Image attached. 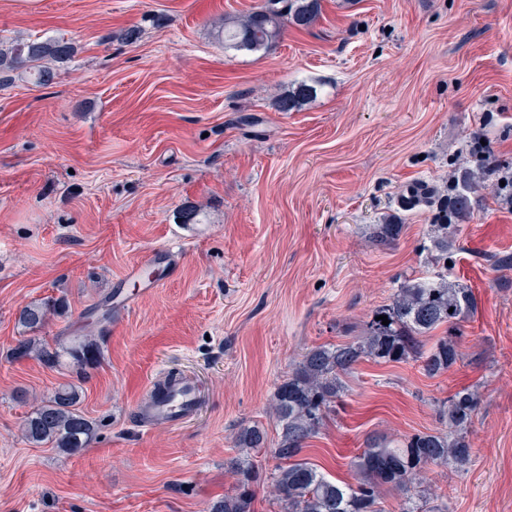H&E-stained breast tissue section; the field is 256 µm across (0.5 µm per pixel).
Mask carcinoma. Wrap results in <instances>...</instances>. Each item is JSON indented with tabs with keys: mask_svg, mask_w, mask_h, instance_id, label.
Wrapping results in <instances>:
<instances>
[{
	"mask_svg": "<svg viewBox=\"0 0 512 512\" xmlns=\"http://www.w3.org/2000/svg\"><path fill=\"white\" fill-rule=\"evenodd\" d=\"M321 0H263L256 10L242 18L228 17L218 30L224 48L260 52L282 34L284 26L310 27L320 16ZM74 44L63 37L15 38L0 47V84L15 76L39 87H50L59 77L58 65L71 60ZM317 94V89L301 83L279 101L283 112L299 101ZM489 162L481 157L475 167L456 169L448 178V193L442 194L427 182L410 183L403 194L405 208H422L431 215L429 230L433 265L448 268V239L469 218L472 194L489 176ZM498 194L512 198V171L495 170ZM402 224H376L375 236L384 244L397 241ZM470 289L448 282L443 274L424 275L400 283L388 304L377 307L361 335L341 344L319 345L308 350L287 378L277 387L274 412L279 439L267 448L266 435L257 426L241 429L235 436L237 448L254 453L268 451L278 461L274 469L260 472L248 456L229 461L237 485L210 507V512H250L254 486L265 479L283 504V512H384L381 500L386 489L403 494L400 512L429 511L418 504L417 495L431 465L464 466L473 455L467 440L468 427L478 402V392L463 388L440 404L444 427L432 432H415L386 442L370 438L353 462L358 475L354 484L328 479L300 458L307 440L319 434L329 414L346 394L344 377L362 359L377 363H398L414 358L423 371L436 376L460 359L457 337L441 336L431 346L424 338L445 325L454 327L473 307ZM68 312L67 302L31 303L19 310L17 323L26 336L18 341L14 356H33L51 367H73L80 371L99 364L102 351L92 328L112 321V300L106 298L89 313L93 321L82 336H57L53 342L35 335L49 316ZM385 315L384 325L378 316ZM81 395L74 385L59 386L51 397L33 405L23 421L26 441L50 444L72 456L88 448L93 422L79 409Z\"/></svg>",
	"mask_w": 512,
	"mask_h": 512,
	"instance_id": "obj_1",
	"label": "carcinoma"
}]
</instances>
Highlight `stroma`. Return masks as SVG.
<instances>
[{
  "mask_svg": "<svg viewBox=\"0 0 512 512\" xmlns=\"http://www.w3.org/2000/svg\"><path fill=\"white\" fill-rule=\"evenodd\" d=\"M260 2L0 0V39L76 47L51 87L0 86V512H209L235 486L240 428L277 441L275 390L301 356L360 335L427 272L428 215L399 210L403 186L446 188L478 140L512 166V0H321L267 50H225V15ZM301 82L316 96L280 111ZM474 198L448 253L476 299L459 361L430 377L361 360L302 457L355 482L369 435L439 429L441 401L472 388V459L430 467L426 487L448 512H512V205L488 183ZM387 217L404 224L392 246L372 236ZM160 248L154 291L114 310L97 366L13 357L21 307L65 298L42 336L83 333L89 305ZM168 372L198 408L143 429L136 403ZM68 382L98 425L75 456L22 434L30 400Z\"/></svg>",
  "mask_w": 512,
  "mask_h": 512,
  "instance_id": "35a3bbf8",
  "label": "stroma"
}]
</instances>
